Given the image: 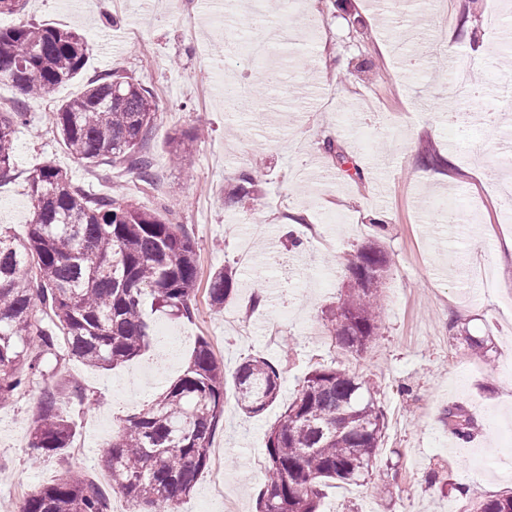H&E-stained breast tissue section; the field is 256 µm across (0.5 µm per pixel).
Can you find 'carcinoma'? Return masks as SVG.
Instances as JSON below:
<instances>
[{"label":"carcinoma","mask_w":512,"mask_h":512,"mask_svg":"<svg viewBox=\"0 0 512 512\" xmlns=\"http://www.w3.org/2000/svg\"><path fill=\"white\" fill-rule=\"evenodd\" d=\"M87 59L88 45L75 31L36 23L0 26V80L20 94L0 111V177L14 168L15 133L28 122L27 99L79 79ZM157 112L144 82L107 72L62 103L54 122L77 158L135 170L149 184L152 163L142 147ZM197 135L192 129L169 142L176 163L186 165L188 142ZM257 182L252 171L243 172L229 194L252 200ZM28 193L27 235L0 229V402L48 373L60 339L68 354L91 367L113 368L138 356L149 343L142 311L147 298L161 314H195L198 258L182 225L120 195L92 194L51 162L30 173ZM389 265L384 251L369 246L348 266L355 281L329 321L351 353L365 352L375 339L379 285ZM235 287L233 271L215 272L209 305L223 308ZM39 307L51 325L35 317ZM280 387L278 366L262 357L247 359L233 375L235 402L249 415L273 405ZM226 396L224 368L202 338L169 389L112 433L104 456L112 490L139 512H179L207 466ZM443 422L457 438L470 437L472 418L462 407H448ZM386 428L385 414L353 375L334 365L313 369L268 432L258 512H319L324 487L355 483L369 473ZM74 431L57 392L45 390L30 432L32 456L65 451ZM17 512L110 510L94 482L68 471L22 498ZM473 512H512V491Z\"/></svg>","instance_id":"obj_1"}]
</instances>
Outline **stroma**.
Masks as SVG:
<instances>
[{
    "instance_id": "1",
    "label": "stroma",
    "mask_w": 512,
    "mask_h": 512,
    "mask_svg": "<svg viewBox=\"0 0 512 512\" xmlns=\"http://www.w3.org/2000/svg\"><path fill=\"white\" fill-rule=\"evenodd\" d=\"M309 31L296 14L266 0V21L287 28L284 75L268 86L262 66L225 56V25L245 28L243 14L198 0L178 13L174 0H101L78 11L65 0H29L1 26L46 23L82 32L89 43L85 79L119 72L144 79L159 105L144 144L155 179L144 184L123 167L77 160L61 141L53 114L83 88L56 87L29 105V123L15 137V166L0 179V227L26 235L27 178L51 160L97 195H122L165 221L183 225L197 251L201 282L236 270L237 288L223 310L197 293L192 319L146 311L152 330L138 357L114 369L90 367L58 349L49 374L0 402V496L26 491L59 474H102L111 432L175 381L199 339H207L225 376L260 356L282 369L281 400L262 414H244L227 399L212 452L222 473L206 468L180 512H224L210 496L220 481L236 512H257L267 464L266 440L284 401L321 364H335L375 390L387 430L363 482L333 484L320 512H469L474 501L512 488V217L494 188L512 175V95L498 87L512 76V54L474 72L482 97L458 96L448 68L452 54L489 55L512 44L507 0H399L396 11L376 0H312ZM447 28L448 43L429 39ZM420 60L407 71L401 54ZM238 67L252 87L243 111L224 108V93L200 82L203 69ZM501 112L498 124L472 121L477 110ZM203 124L190 143L188 167L173 163L171 138ZM318 156L335 178L320 179ZM260 167L259 193L242 208L224 190L238 172ZM482 236L480 250L470 242ZM390 256L382 283L375 340L360 355L346 351L326 327V314L348 283L347 265L367 246ZM249 247L257 268L242 266ZM72 402L76 441L39 460L29 448L41 388ZM474 418L470 442L450 434L446 407Z\"/></svg>"
}]
</instances>
